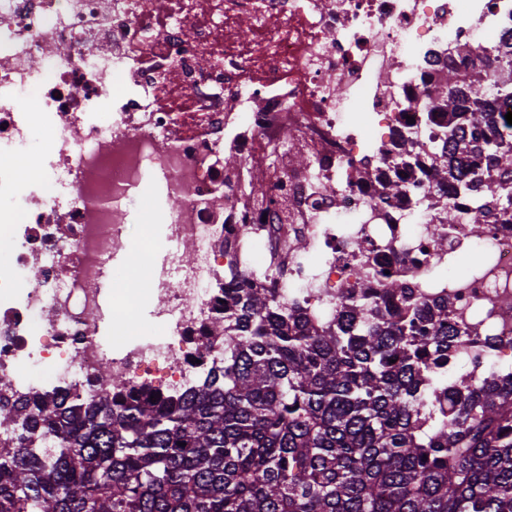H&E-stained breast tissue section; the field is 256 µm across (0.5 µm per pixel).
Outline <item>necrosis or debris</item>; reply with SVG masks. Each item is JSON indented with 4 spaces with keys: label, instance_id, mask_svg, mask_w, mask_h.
I'll list each match as a JSON object with an SVG mask.
<instances>
[{
    "label": "necrosis or debris",
    "instance_id": "1",
    "mask_svg": "<svg viewBox=\"0 0 512 512\" xmlns=\"http://www.w3.org/2000/svg\"><path fill=\"white\" fill-rule=\"evenodd\" d=\"M510 39L512 0H0V408L28 388L100 396L104 365L194 385L199 352L224 353L205 330L229 266L327 321L338 289L378 287L354 274L373 262L492 338L460 345L454 370L511 369L512 224L491 211L476 236L463 214L440 244L439 204L470 201L421 167L444 131L478 130L432 90L501 67ZM150 173L175 202L159 217L173 276L151 284L152 324L113 346L96 282L153 207Z\"/></svg>",
    "mask_w": 512,
    "mask_h": 512
}]
</instances>
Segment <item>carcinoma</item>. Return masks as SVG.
I'll list each match as a JSON object with an SVG mask.
<instances>
[{
    "mask_svg": "<svg viewBox=\"0 0 512 512\" xmlns=\"http://www.w3.org/2000/svg\"><path fill=\"white\" fill-rule=\"evenodd\" d=\"M512 70L448 73L452 113L497 125L451 136L434 182L470 155L512 172ZM224 362L182 392L115 380L96 399L21 396L0 446V512H512V375L448 367L446 299L405 282L340 289L327 322L273 288L224 289ZM159 398L150 400V396ZM39 431L52 449L32 447Z\"/></svg>",
    "mask_w": 512,
    "mask_h": 512,
    "instance_id": "carcinoma-1",
    "label": "carcinoma"
}]
</instances>
